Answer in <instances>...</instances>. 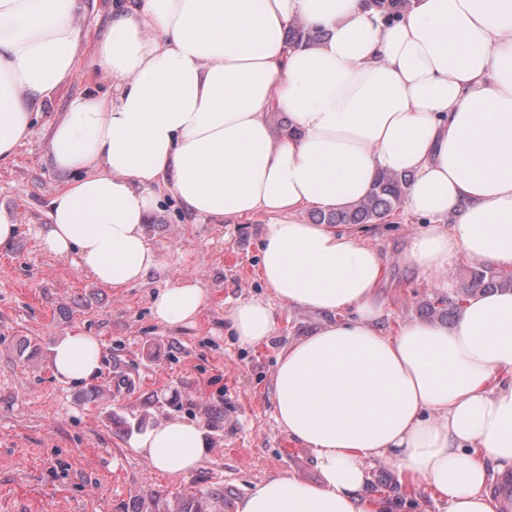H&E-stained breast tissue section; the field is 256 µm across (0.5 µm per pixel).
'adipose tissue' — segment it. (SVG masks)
I'll return each mask as SVG.
<instances>
[{
    "instance_id": "adipose-tissue-1",
    "label": "adipose tissue",
    "mask_w": 512,
    "mask_h": 512,
    "mask_svg": "<svg viewBox=\"0 0 512 512\" xmlns=\"http://www.w3.org/2000/svg\"><path fill=\"white\" fill-rule=\"evenodd\" d=\"M83 0H0V159L38 105L71 77ZM324 30L292 47L288 27ZM92 68L108 95L73 97L46 153L67 179L39 238L104 286L126 288L161 261L144 224L165 187L199 218L267 222L261 277L272 301L227 315L240 344L265 342L276 303L325 318L277 359L273 418L315 456L321 479L279 474L236 512H388L369 494L373 460L425 481L447 512H501L494 474L512 469V290L478 291L452 326L382 327L387 256L348 224L309 210L363 199L379 172L411 176L404 206L423 220L400 258L446 286L475 258L512 271V0H410L396 19L374 0H119ZM288 117L275 129L273 113ZM198 283L162 288L166 326L194 320ZM98 339L52 347L56 377L91 379ZM209 441L170 418L135 447L158 471L196 469Z\"/></svg>"
}]
</instances>
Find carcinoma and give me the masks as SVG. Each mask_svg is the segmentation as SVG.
<instances>
[{
  "label": "carcinoma",
  "instance_id": "cac0c4a2",
  "mask_svg": "<svg viewBox=\"0 0 512 512\" xmlns=\"http://www.w3.org/2000/svg\"><path fill=\"white\" fill-rule=\"evenodd\" d=\"M319 38L320 32L312 31L298 22L291 24L287 32L288 45L291 47ZM407 182L408 178L405 175L380 172L375 177L368 196L341 211H320L316 213L315 221L318 224H380L401 205ZM511 287V275L481 266L472 271L469 280L462 286L461 295L451 301L446 297H438L430 303L429 310L437 316L447 315L454 312L463 301V297L474 291Z\"/></svg>",
  "mask_w": 512,
  "mask_h": 512
}]
</instances>
